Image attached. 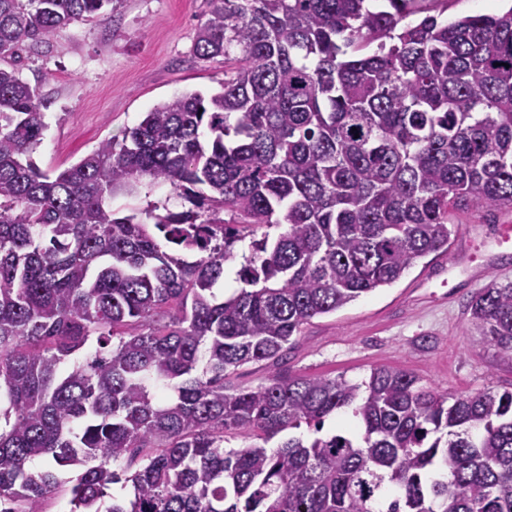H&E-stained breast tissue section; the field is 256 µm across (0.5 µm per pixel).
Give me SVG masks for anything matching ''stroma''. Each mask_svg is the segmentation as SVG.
<instances>
[{
	"instance_id": "35a3bbf8",
	"label": "stroma",
	"mask_w": 512,
	"mask_h": 512,
	"mask_svg": "<svg viewBox=\"0 0 512 512\" xmlns=\"http://www.w3.org/2000/svg\"><path fill=\"white\" fill-rule=\"evenodd\" d=\"M206 0H118L103 18L61 30L50 47L25 52L22 75L37 86L47 129L34 159L60 171L103 139L122 138L153 107L184 93L215 92L224 59L193 53ZM180 211L166 183L116 193L114 210L147 205ZM501 211L458 212L447 251L418 260L396 283L314 318L280 364L290 375L362 381L397 367L422 386L458 396L512 390V359L483 344L470 327L480 289L512 281V247L494 241Z\"/></svg>"
}]
</instances>
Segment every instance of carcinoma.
<instances>
[{"label":"carcinoma","instance_id":"carcinoma-1","mask_svg":"<svg viewBox=\"0 0 512 512\" xmlns=\"http://www.w3.org/2000/svg\"><path fill=\"white\" fill-rule=\"evenodd\" d=\"M427 1L208 0L193 52L233 64L222 89L47 172L18 62L112 0H0V512L69 481V512H512V391L392 367L227 382L448 249L454 212L512 210V6L406 22ZM146 181L183 210L112 209ZM469 309L511 358L512 281ZM347 408L353 432L321 434ZM232 430L252 442L224 449ZM270 369L263 363H250L239 367L232 376L231 381L235 385L249 388H258L267 382Z\"/></svg>","mask_w":512,"mask_h":512}]
</instances>
